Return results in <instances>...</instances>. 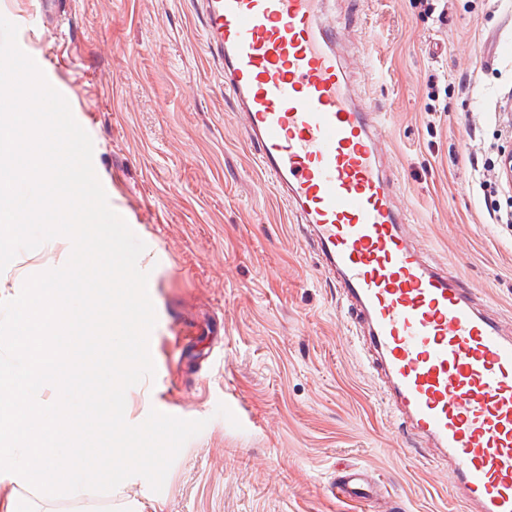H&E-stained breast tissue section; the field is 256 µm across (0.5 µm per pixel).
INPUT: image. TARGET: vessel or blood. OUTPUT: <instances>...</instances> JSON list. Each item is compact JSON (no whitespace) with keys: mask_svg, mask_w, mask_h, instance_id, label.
<instances>
[{"mask_svg":"<svg viewBox=\"0 0 512 512\" xmlns=\"http://www.w3.org/2000/svg\"><path fill=\"white\" fill-rule=\"evenodd\" d=\"M205 53L248 146L336 281L369 368L465 512H512V329L411 243L381 120L336 58L325 0H195ZM337 495L371 503L359 473Z\"/></svg>","mask_w":512,"mask_h":512,"instance_id":"vessel-or-blood-1","label":"vessel or blood"}]
</instances>
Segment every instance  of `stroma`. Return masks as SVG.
<instances>
[{
  "instance_id": "35a3bbf8",
  "label": "stroma",
  "mask_w": 512,
  "mask_h": 512,
  "mask_svg": "<svg viewBox=\"0 0 512 512\" xmlns=\"http://www.w3.org/2000/svg\"><path fill=\"white\" fill-rule=\"evenodd\" d=\"M330 0L340 60L383 116L397 202L426 258L512 325V224H490L471 153L496 146L469 117L512 88V0ZM46 31L37 0H0L93 142L110 207L142 239L156 324L154 378L125 418L205 420L161 492L140 476L40 512H359L331 483L350 464L379 480L390 512H461L447 465L410 447L349 340L348 314L264 181L201 46L188 0H68ZM65 244L19 252L0 300L58 263ZM234 404L236 413L224 411Z\"/></svg>"
}]
</instances>
